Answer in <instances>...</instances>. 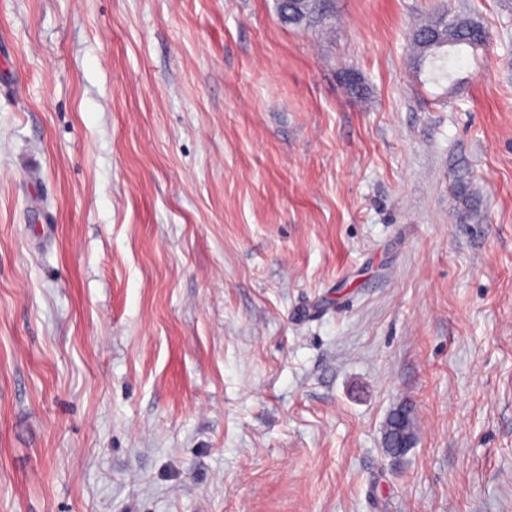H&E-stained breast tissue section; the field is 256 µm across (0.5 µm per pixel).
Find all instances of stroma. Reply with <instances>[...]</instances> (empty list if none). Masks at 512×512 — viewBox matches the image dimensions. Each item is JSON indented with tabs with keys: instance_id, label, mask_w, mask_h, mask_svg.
I'll list each match as a JSON object with an SVG mask.
<instances>
[{
	"instance_id": "stroma-1",
	"label": "stroma",
	"mask_w": 512,
	"mask_h": 512,
	"mask_svg": "<svg viewBox=\"0 0 512 512\" xmlns=\"http://www.w3.org/2000/svg\"><path fill=\"white\" fill-rule=\"evenodd\" d=\"M0 512H512V0H0ZM436 34L435 40H428ZM489 32L478 22L460 15H450L448 9H438L424 23L419 25L413 33L412 44L414 59L419 68L426 62L430 65L432 79L438 82L448 79L447 69L448 53L442 51L444 47L459 48L467 46L476 48L484 44Z\"/></svg>"
}]
</instances>
